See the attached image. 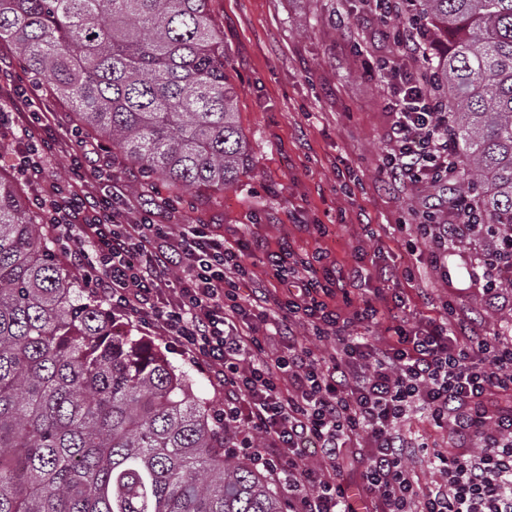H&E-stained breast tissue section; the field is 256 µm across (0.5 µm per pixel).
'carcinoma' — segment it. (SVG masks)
I'll return each instance as SVG.
<instances>
[{"label": "carcinoma", "instance_id": "1", "mask_svg": "<svg viewBox=\"0 0 512 512\" xmlns=\"http://www.w3.org/2000/svg\"><path fill=\"white\" fill-rule=\"evenodd\" d=\"M455 191L512 230V0H411ZM210 0H0V41L142 180L211 196L250 165ZM0 177V512H285L191 376L58 262Z\"/></svg>", "mask_w": 512, "mask_h": 512}]
</instances>
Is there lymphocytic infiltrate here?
I'll return each instance as SVG.
<instances>
[{"label": "lymphocytic infiltrate", "mask_w": 512, "mask_h": 512, "mask_svg": "<svg viewBox=\"0 0 512 512\" xmlns=\"http://www.w3.org/2000/svg\"><path fill=\"white\" fill-rule=\"evenodd\" d=\"M375 70L394 82L382 170L416 187L448 182L456 153L448 111L428 77L408 73L396 58ZM59 123L58 113H30L11 159L36 183L32 204L45 213L60 256L114 310L205 362L224 389L218 420L226 440L287 486L289 512H357L336 477L343 449L356 446L364 450L371 512H512V340L456 318L411 327L394 309L381 313L369 304L341 318L327 303L331 289L318 277H300L285 249L270 254L269 264L287 293H271L253 281L244 253L208 225L176 232L165 224L168 200L139 210L118 189L96 204L78 184L102 151L97 142L78 139L69 181H50L44 157ZM116 202L129 220L113 212ZM467 213L457 200L449 220L421 225L434 259L447 257L449 240L480 238ZM276 310L288 348L270 353L245 322ZM380 318L390 323L385 344L354 333L355 323ZM295 321L332 339L334 350L300 342ZM414 411L448 428L458 448L441 458L444 482L433 490L415 481L407 464L413 447L399 432ZM311 443L322 450L317 467L304 457Z\"/></svg>", "instance_id": "lymphocytic-infiltrate-1"}]
</instances>
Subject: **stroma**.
Returning a JSON list of instances; mask_svg holds the SVG:
<instances>
[{"mask_svg": "<svg viewBox=\"0 0 512 512\" xmlns=\"http://www.w3.org/2000/svg\"><path fill=\"white\" fill-rule=\"evenodd\" d=\"M210 9L224 31L227 73L251 164L214 198L188 193L176 200L171 223L206 224L217 237L241 243L255 281L276 293L281 287L266 253L279 246L303 262L322 258L340 273L365 262L370 277L329 301L344 318L367 303L384 311L399 301L412 325L451 312L473 318L489 333L512 336V288L489 299L471 286L483 272L480 256L455 254L435 264L420 241L425 196L448 199V187H432L424 196L380 171L392 90L369 69L378 57H398L400 49L363 0H211ZM32 94L19 68L0 70V105L15 111L16 126L24 125ZM98 164L100 173L88 178L98 197H110L113 184L122 183L142 207L157 203L155 189H138V174L118 148H109ZM408 266L414 279L402 274ZM391 269L398 278L384 280ZM115 318L192 376L210 414L223 409V388L179 342L143 328L131 315ZM401 432L427 444L409 461L421 488L440 484L434 457L456 451L448 431L415 413Z\"/></svg>", "mask_w": 512, "mask_h": 512, "instance_id": "35a3bbf8", "label": "stroma"}]
</instances>
